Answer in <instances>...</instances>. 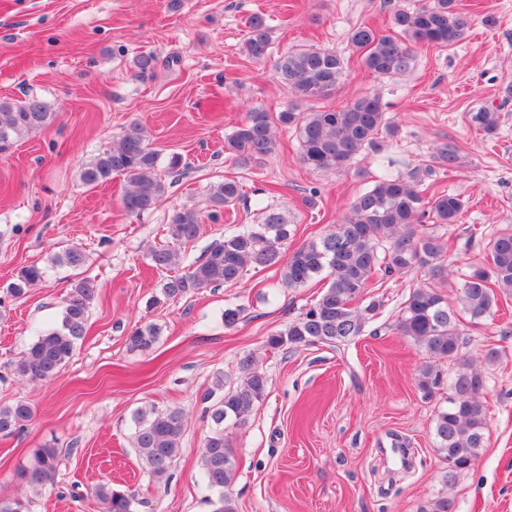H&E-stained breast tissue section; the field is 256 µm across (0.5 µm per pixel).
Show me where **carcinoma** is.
<instances>
[{
	"mask_svg": "<svg viewBox=\"0 0 512 512\" xmlns=\"http://www.w3.org/2000/svg\"><path fill=\"white\" fill-rule=\"evenodd\" d=\"M468 26L457 0H425L412 9L396 11L392 33L361 24L352 29L349 42L362 52V64L369 74L376 78L398 77L415 68L416 46H452L464 38ZM271 41L265 20L252 17L243 41L246 55L256 61L267 59ZM275 70L288 94L313 102L336 91L346 62L332 48L310 46L280 55ZM53 117L51 104L43 98L0 99V156L7 155L18 139L45 127ZM499 120L496 108H482L468 115L469 123L487 134L497 131ZM277 125L295 129L301 146L300 162L305 168L338 174L350 171L363 152H382L379 135L392 139L398 133V126L386 117L381 98L366 92L342 107L313 106L307 112L289 107L274 115L253 109L247 121L224 138V152L244 168L264 164L276 153ZM434 159L440 168L450 171L459 162L456 150L448 144L436 150ZM383 163L386 174L373 180L341 219L318 238L288 254L282 252L291 235L288 219L280 212L266 210L261 223L246 224L224 236L184 272L166 278L150 306L205 288L234 285L252 265L279 267L282 283L290 288H300L325 272L328 283L317 301L285 330L269 336L266 347L341 346L361 336L378 314L380 301L361 305L374 277L421 271L423 282L402 303L395 330L425 352L417 385L424 399L438 401L432 432L437 451L446 463L439 479L448 487L475 464L486 444L485 379L474 358L465 351L466 335L467 328L481 326L495 316L501 296L512 293V225L500 228L487 243L484 260L461 274L457 305L453 306L440 291L448 282L452 262L448 259V241L439 229L458 222L464 201L444 192H433L425 199L418 189L420 175L406 178L397 172L400 160L394 155L384 156ZM186 168L178 154L162 162L160 152L149 143L146 128L133 123L82 167L80 179L85 186L97 188L114 175L124 177V209L139 216L164 197L162 173H179ZM240 197L241 186L235 180L211 185L210 217L218 216L221 209ZM201 223V215L193 208L174 212L167 224L170 243L152 249L153 266L169 269L177 265L176 247L193 243ZM55 262L80 268L87 263V255L73 246L58 254ZM45 276V269L25 266L17 272L7 293L19 297ZM97 296L95 280L85 277L73 282L64 299L61 320L43 330L28 346L14 364V373L32 382L56 377L87 335ZM158 339L157 326L147 324L131 331L128 345L144 352L151 350ZM239 369L242 376L233 383L224 380V373L215 374L211 387L201 397L204 417L211 420L212 428L204 442L199 470L202 482L215 493V498L209 500L212 512H237L234 498L226 492L236 478L237 460L224 439V426L245 424L267 389L266 375L254 367L251 358L242 359ZM32 416V408L24 401L0 407V435L15 434ZM183 431L184 414L178 408L149 405L134 414L131 445L154 479H168L180 452ZM59 467L56 448H35L20 476L37 492L54 484ZM93 495L103 505V512H135V495L116 490L109 483L96 485ZM29 506L28 499L0 498V512H30ZM427 512H454V502L442 492L431 499Z\"/></svg>",
	"mask_w": 512,
	"mask_h": 512,
	"instance_id": "cac0c4a2",
	"label": "carcinoma"
}]
</instances>
